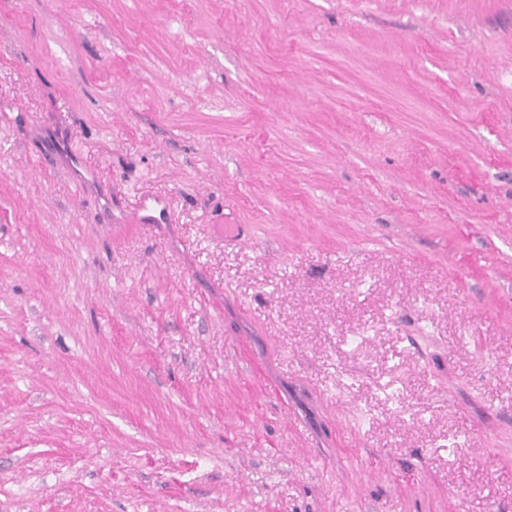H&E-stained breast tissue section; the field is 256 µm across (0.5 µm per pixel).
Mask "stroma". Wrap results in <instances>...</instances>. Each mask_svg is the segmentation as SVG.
I'll use <instances>...</instances> for the list:
<instances>
[{"instance_id":"stroma-1","label":"stroma","mask_w":512,"mask_h":512,"mask_svg":"<svg viewBox=\"0 0 512 512\" xmlns=\"http://www.w3.org/2000/svg\"><path fill=\"white\" fill-rule=\"evenodd\" d=\"M0 512H512V0H0Z\"/></svg>"}]
</instances>
